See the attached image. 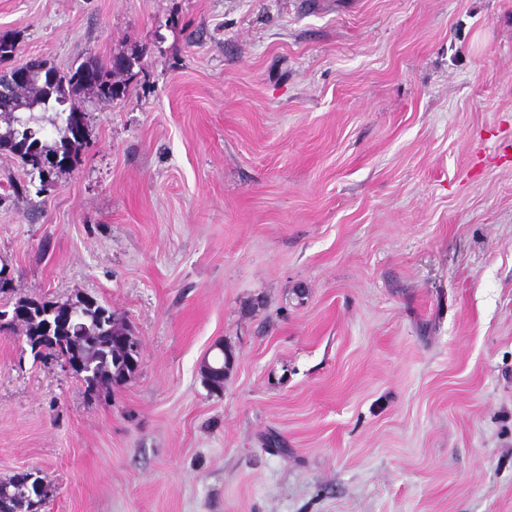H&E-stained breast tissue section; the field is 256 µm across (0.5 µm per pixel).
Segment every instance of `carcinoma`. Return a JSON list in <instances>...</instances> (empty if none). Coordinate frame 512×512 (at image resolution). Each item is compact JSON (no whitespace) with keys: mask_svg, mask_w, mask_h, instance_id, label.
I'll use <instances>...</instances> for the list:
<instances>
[{"mask_svg":"<svg viewBox=\"0 0 512 512\" xmlns=\"http://www.w3.org/2000/svg\"><path fill=\"white\" fill-rule=\"evenodd\" d=\"M53 72L54 80L45 87H36L28 91L25 106L31 110L39 105L48 109L54 103L58 106L69 105L68 113L77 112L72 98L85 89L93 90L104 100H112L123 93L121 84L117 81H97L98 75H111L113 69L90 64L83 65L74 72L61 73L54 67H48ZM21 129H12L0 134V150L9 151L20 157L34 169H40L44 164L64 168L72 158L78 157L84 147V128L74 125L70 119H65V136L60 146L50 149L40 139V129L30 125V121H19ZM70 302L57 304H41L39 306L22 304L15 308L17 317L26 325L25 336L31 345L47 343L51 346H64V351L85 361L83 381L90 384L96 374L111 372L115 379L122 380L124 375L134 377L136 367L130 361L137 360L132 353H126L128 360L114 362L113 351L107 347L112 331L123 329V324L112 321V311L89 299L77 308L79 319H70ZM231 356L222 351V356L213 361L203 363V375L213 389H221L230 367ZM0 483L10 488L11 495L0 496V512H39L40 505L47 496V489L42 480L33 473L20 472Z\"/></svg>","mask_w":512,"mask_h":512,"instance_id":"1","label":"carcinoma"}]
</instances>
